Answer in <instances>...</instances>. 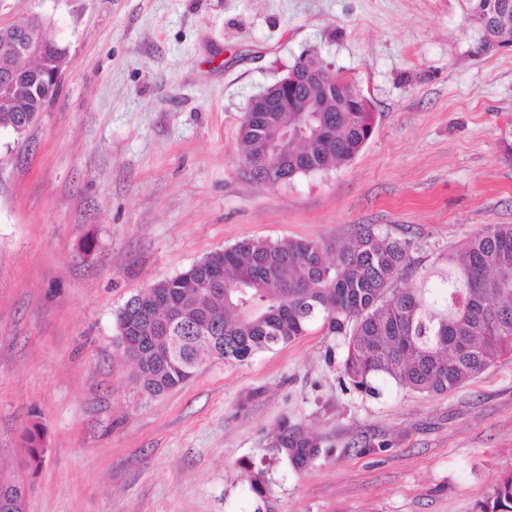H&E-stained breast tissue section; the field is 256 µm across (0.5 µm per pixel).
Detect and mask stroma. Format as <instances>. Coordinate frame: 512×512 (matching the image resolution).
Wrapping results in <instances>:
<instances>
[{
  "mask_svg": "<svg viewBox=\"0 0 512 512\" xmlns=\"http://www.w3.org/2000/svg\"><path fill=\"white\" fill-rule=\"evenodd\" d=\"M68 50L54 99L0 132V482L26 512H477L512 472V357L442 395L343 375L348 340L313 329L242 363L141 392L115 313L249 238L336 248L361 226L425 269L512 224V50L476 56L462 0H0ZM317 57L368 97L373 132L336 168L267 185L239 130L251 97ZM48 450L22 466V431ZM319 437L296 471L283 426ZM250 491L254 499L262 503L264 508L259 506L254 512H270L269 499L271 496L270 483L267 479L266 472L264 469L258 468L254 471V474L250 481Z\"/></svg>",
  "mask_w": 512,
  "mask_h": 512,
  "instance_id": "35a3bbf8",
  "label": "stroma"
}]
</instances>
